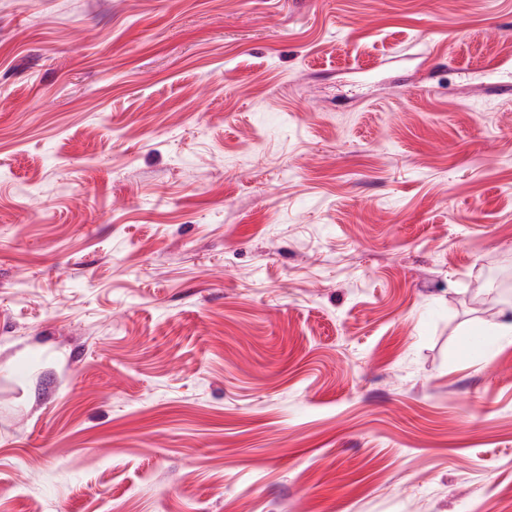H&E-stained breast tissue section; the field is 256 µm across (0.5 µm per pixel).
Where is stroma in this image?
Segmentation results:
<instances>
[{
  "label": "stroma",
  "mask_w": 512,
  "mask_h": 512,
  "mask_svg": "<svg viewBox=\"0 0 512 512\" xmlns=\"http://www.w3.org/2000/svg\"><path fill=\"white\" fill-rule=\"evenodd\" d=\"M497 81L512 0H0V512H512Z\"/></svg>",
  "instance_id": "stroma-1"
}]
</instances>
